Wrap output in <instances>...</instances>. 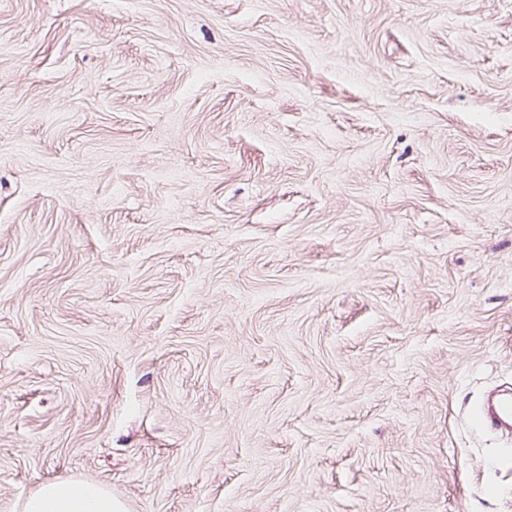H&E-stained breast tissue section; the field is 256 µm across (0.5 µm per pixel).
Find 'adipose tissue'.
I'll return each mask as SVG.
<instances>
[{
  "mask_svg": "<svg viewBox=\"0 0 512 512\" xmlns=\"http://www.w3.org/2000/svg\"><path fill=\"white\" fill-rule=\"evenodd\" d=\"M22 512H124V506L101 484L65 479L42 484Z\"/></svg>",
  "mask_w": 512,
  "mask_h": 512,
  "instance_id": "ef3b65f1",
  "label": "adipose tissue"
}]
</instances>
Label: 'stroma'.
I'll use <instances>...</instances> for the list:
<instances>
[{"label": "stroma", "mask_w": 512, "mask_h": 512, "mask_svg": "<svg viewBox=\"0 0 512 512\" xmlns=\"http://www.w3.org/2000/svg\"><path fill=\"white\" fill-rule=\"evenodd\" d=\"M512 0H0V512H512ZM479 424L488 428L512 427V397L483 404L475 414ZM123 504L105 486L82 480L42 484L23 503L22 512H124Z\"/></svg>", "instance_id": "stroma-1"}]
</instances>
